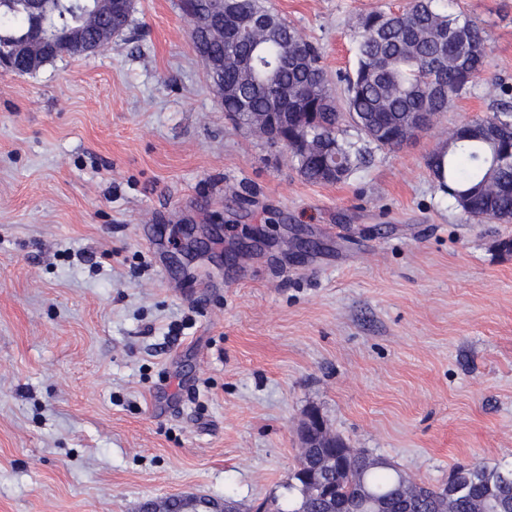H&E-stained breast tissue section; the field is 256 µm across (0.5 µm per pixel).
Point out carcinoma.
<instances>
[{
    "label": "carcinoma",
    "instance_id": "obj_1",
    "mask_svg": "<svg viewBox=\"0 0 512 512\" xmlns=\"http://www.w3.org/2000/svg\"><path fill=\"white\" fill-rule=\"evenodd\" d=\"M217 0H180L192 43L204 42L224 59L221 78L228 88L224 112L254 125L261 114L288 113V131L300 146L289 157L310 183H335L362 163L364 151L338 137L350 123L361 140L396 149L418 130L408 124L412 112L429 122L448 110L450 100L471 85L486 64V34L474 20L451 13L441 0H413L401 13L373 11L357 17L355 67L336 98L316 49L286 19L280 28H249L254 14H273L267 0H227L224 28L210 18ZM46 22L58 31L52 58L77 56L70 35L94 42L102 27L128 19L93 13L95 0L80 11L68 0H40ZM33 0H0V55L20 52L33 29ZM446 151L434 152L429 166L438 188L473 218L512 222V110L504 107L484 119L448 132ZM340 175L332 178L330 162ZM389 464L345 446L334 436L332 447L302 455L275 512H328L346 504L371 512H512V470L479 464L459 465L442 489L408 484ZM206 499L170 501L166 512H199Z\"/></svg>",
    "mask_w": 512,
    "mask_h": 512
}]
</instances>
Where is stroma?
<instances>
[{
	"mask_svg": "<svg viewBox=\"0 0 512 512\" xmlns=\"http://www.w3.org/2000/svg\"><path fill=\"white\" fill-rule=\"evenodd\" d=\"M178 3L0 70V512H255L313 411L417 483L512 468V223L469 218L429 167L447 130L512 106V0H449L486 32L483 74L337 184L225 116ZM409 3L268 0L332 79L359 14Z\"/></svg>",
	"mask_w": 512,
	"mask_h": 512,
	"instance_id": "obj_1",
	"label": "stroma"
}]
</instances>
